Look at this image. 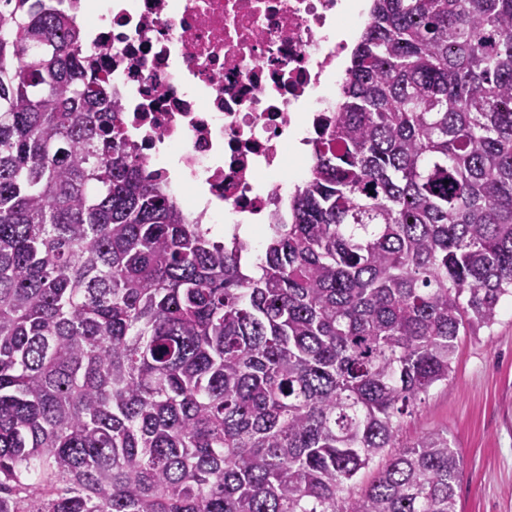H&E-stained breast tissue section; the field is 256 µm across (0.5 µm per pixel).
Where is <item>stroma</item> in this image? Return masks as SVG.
<instances>
[{"label":"stroma","instance_id":"stroma-1","mask_svg":"<svg viewBox=\"0 0 512 512\" xmlns=\"http://www.w3.org/2000/svg\"><path fill=\"white\" fill-rule=\"evenodd\" d=\"M432 430L463 459L458 512H512V303L492 328L459 338L447 384L404 419L402 439Z\"/></svg>","mask_w":512,"mask_h":512}]
</instances>
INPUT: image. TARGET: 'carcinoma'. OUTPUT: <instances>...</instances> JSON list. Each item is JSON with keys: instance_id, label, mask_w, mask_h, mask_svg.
Wrapping results in <instances>:
<instances>
[{"instance_id": "1", "label": "carcinoma", "mask_w": 512, "mask_h": 512, "mask_svg": "<svg viewBox=\"0 0 512 512\" xmlns=\"http://www.w3.org/2000/svg\"><path fill=\"white\" fill-rule=\"evenodd\" d=\"M73 10L0 0V512H456L401 420L512 299V0H371L250 264L143 174Z\"/></svg>"}]
</instances>
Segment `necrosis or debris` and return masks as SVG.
Listing matches in <instances>:
<instances>
[{
  "instance_id": "1",
  "label": "necrosis or debris",
  "mask_w": 512,
  "mask_h": 512,
  "mask_svg": "<svg viewBox=\"0 0 512 512\" xmlns=\"http://www.w3.org/2000/svg\"><path fill=\"white\" fill-rule=\"evenodd\" d=\"M83 46L190 220L267 229L314 172L359 0H76Z\"/></svg>"
}]
</instances>
